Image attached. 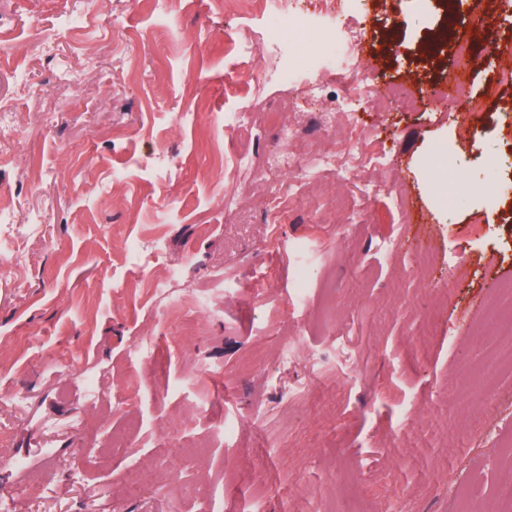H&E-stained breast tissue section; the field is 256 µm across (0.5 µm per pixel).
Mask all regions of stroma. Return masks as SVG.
Returning <instances> with one entry per match:
<instances>
[{"label":"stroma","mask_w":512,"mask_h":512,"mask_svg":"<svg viewBox=\"0 0 512 512\" xmlns=\"http://www.w3.org/2000/svg\"><path fill=\"white\" fill-rule=\"evenodd\" d=\"M267 9L0 0L17 40L0 45V99L21 141L0 142V205L42 219L0 228V512H512V341L482 319L487 302H512L486 291L512 284V195L449 202L447 170L425 163L451 138L479 181L484 156L512 146V81L483 48L489 36L512 54V12L350 0L367 22L366 76L445 81L466 41L479 106L362 104L384 170L346 184L283 174L273 212L239 161L274 148L270 112L287 123L312 109L308 87L333 60L293 72L289 53L225 44L254 39ZM68 24L67 38L26 47L33 26ZM88 51L85 86L58 96L56 72ZM200 97L226 118L250 109L253 139L214 133ZM374 180L385 194H365ZM231 194L245 206L226 211ZM155 240L130 277V246ZM169 266L179 281L156 287ZM195 289L208 308H192ZM172 304L187 330L164 352L169 384L125 400L123 375L141 367L142 341L164 345ZM91 382L111 413L86 400ZM131 427L130 446L110 448Z\"/></svg>","instance_id":"obj_1"}]
</instances>
